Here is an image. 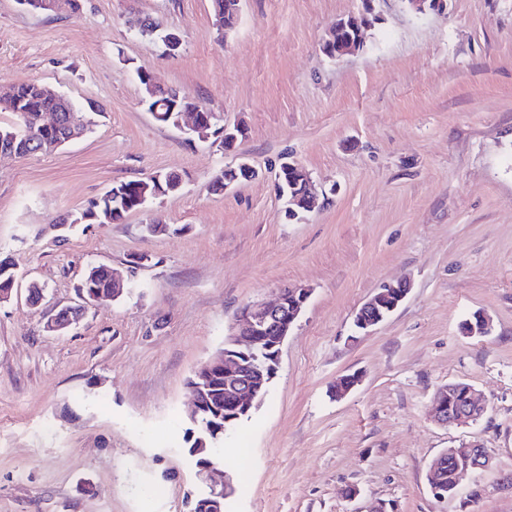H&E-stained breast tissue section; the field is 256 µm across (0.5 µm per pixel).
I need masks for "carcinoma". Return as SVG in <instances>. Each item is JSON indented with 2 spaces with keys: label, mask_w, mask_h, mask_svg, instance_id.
Here are the masks:
<instances>
[{
  "label": "carcinoma",
  "mask_w": 512,
  "mask_h": 512,
  "mask_svg": "<svg viewBox=\"0 0 512 512\" xmlns=\"http://www.w3.org/2000/svg\"><path fill=\"white\" fill-rule=\"evenodd\" d=\"M19 4L30 12L38 14L58 15L74 13L80 9L79 0H59L54 10L43 7V0H19ZM214 26L219 33H224V28L233 27L235 20L231 16H224V0H212ZM137 77L143 86L148 108L158 107V112L169 113L171 111L182 112L195 107L196 99L172 89H164L159 86H149L147 76L141 72ZM76 107V103L70 99L60 97L47 91L42 85L33 80H19L8 87V90L0 95V112H11L17 117L14 126L0 127V134L16 140L21 157L27 158L29 154H44L51 151L50 145L59 136L65 134V123L70 113L64 111L66 107ZM44 112H58L61 123L58 129L50 132L41 122ZM162 185H157L151 178L120 181L104 193L103 196L92 201L88 207L90 215L94 216L92 222L97 224H115L122 221L129 213L139 211L157 193L156 187L163 189L168 185H176L181 182L179 175L166 173L161 177ZM78 290L85 293L112 291V274L103 266L90 267ZM208 405L217 409H224V378L215 379L212 387L207 392ZM204 444L196 446V450L190 452L195 467H200L213 460L224 461V452L220 448L224 436H219L218 441L205 433H199ZM455 461L452 459L441 464L434 472V477L448 487V493L455 492L454 487Z\"/></svg>",
  "instance_id": "carcinoma-1"
}]
</instances>
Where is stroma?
I'll list each match as a JSON object with an SVG mask.
<instances>
[{
  "instance_id": "stroma-1",
  "label": "stroma",
  "mask_w": 512,
  "mask_h": 512,
  "mask_svg": "<svg viewBox=\"0 0 512 512\" xmlns=\"http://www.w3.org/2000/svg\"><path fill=\"white\" fill-rule=\"evenodd\" d=\"M373 6L363 48L331 59V26L363 0H241L222 36L210 0H81L62 16L0 0V81L103 108L62 149L0 157V259L20 273L0 304V512H189L203 487L187 384L241 308L286 285L311 295L268 395L224 439L225 512H512V0ZM136 12L179 30L180 52ZM140 69L240 124L234 150L158 123ZM287 158L318 199L295 220L277 191ZM242 162L256 178L211 191ZM169 172L180 191L121 223L58 225L115 182ZM98 265L132 289L46 331ZM401 280L400 307L355 335L357 308ZM477 314L490 329L467 334ZM453 382L487 400L477 423L431 420ZM470 441L490 467L435 497L431 461Z\"/></svg>"
}]
</instances>
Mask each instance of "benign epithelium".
Here are the masks:
<instances>
[{"instance_id":"7a95c632","label":"benign epithelium","mask_w":512,"mask_h":512,"mask_svg":"<svg viewBox=\"0 0 512 512\" xmlns=\"http://www.w3.org/2000/svg\"><path fill=\"white\" fill-rule=\"evenodd\" d=\"M409 12L425 15L440 11L446 0H403ZM371 26L367 16L361 21L342 18L333 26L332 38L327 40L322 52L330 58H342L360 47L362 29ZM243 128L224 125V137L218 139L222 148L232 150ZM410 292V283L401 281L388 284L371 296L355 315L354 326L358 331H367L384 321L405 300ZM309 298V290L294 287L280 289L279 297L272 303L256 302L244 306L237 316L232 332L224 341V349L208 360L191 381L189 389L193 397L194 414L204 406L205 391L213 378L224 376V422L229 423L243 410L263 401L269 389L266 384L275 378L279 365L281 346L296 324ZM80 309L65 307L51 316L44 328L61 332L79 321ZM450 387L443 386L436 393L433 405L434 420L442 426H452L478 421L486 410L485 403L471 386L466 388L467 402L450 409L446 399ZM451 455L457 458L456 473L485 469L491 456L488 449L478 443H466L459 448H448L437 459ZM219 466L210 464L198 473L200 480L211 491L194 502L192 512H221L220 500L227 498L232 489L230 479L213 480Z\"/></svg>"}]
</instances>
